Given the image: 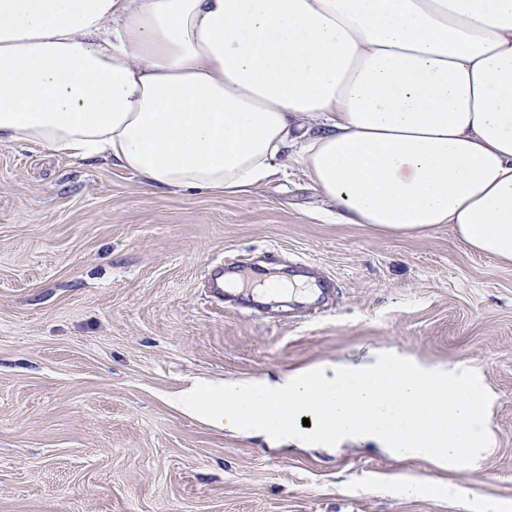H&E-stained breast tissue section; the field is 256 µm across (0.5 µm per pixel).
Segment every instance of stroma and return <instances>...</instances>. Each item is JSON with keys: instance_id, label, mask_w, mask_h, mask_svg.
Returning a JSON list of instances; mask_svg holds the SVG:
<instances>
[{"instance_id": "35a3bbf8", "label": "stroma", "mask_w": 512, "mask_h": 512, "mask_svg": "<svg viewBox=\"0 0 512 512\" xmlns=\"http://www.w3.org/2000/svg\"><path fill=\"white\" fill-rule=\"evenodd\" d=\"M277 168L243 196L171 192L102 158L0 142V512H512V265L446 224L336 223L296 155ZM222 264L321 292L219 300L207 283ZM379 349L481 376L480 462L272 448L175 402L201 379Z\"/></svg>"}]
</instances>
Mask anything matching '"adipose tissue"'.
Returning <instances> with one entry per match:
<instances>
[{"instance_id":"ef3b65f1","label":"adipose tissue","mask_w":512,"mask_h":512,"mask_svg":"<svg viewBox=\"0 0 512 512\" xmlns=\"http://www.w3.org/2000/svg\"><path fill=\"white\" fill-rule=\"evenodd\" d=\"M245 194L295 151L347 224L512 263V0H0V142ZM191 414L445 469L491 439L462 365L370 352L196 383Z\"/></svg>"}]
</instances>
